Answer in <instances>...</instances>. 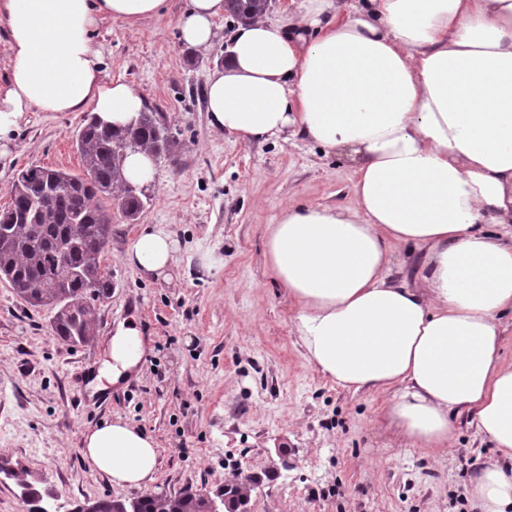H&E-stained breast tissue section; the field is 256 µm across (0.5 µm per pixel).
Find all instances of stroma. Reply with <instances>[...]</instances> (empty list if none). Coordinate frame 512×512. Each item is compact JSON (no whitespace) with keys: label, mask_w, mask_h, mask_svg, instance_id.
Instances as JSON below:
<instances>
[{"label":"stroma","mask_w":512,"mask_h":512,"mask_svg":"<svg viewBox=\"0 0 512 512\" xmlns=\"http://www.w3.org/2000/svg\"><path fill=\"white\" fill-rule=\"evenodd\" d=\"M184 4L168 0L159 20L96 26L105 73L157 107L177 143L173 160H157L138 220L112 213L101 261L112 293L96 304L95 336L63 343L50 310L0 279V512H27L24 480L64 507L136 496L81 452L83 432L117 417L153 437L154 491H214L236 472H263L283 442L293 465L254 490L252 512H472L466 489L495 453L468 415L456 417L448 448H411L388 424L386 393L343 390L306 361L291 332L293 302L266 263L265 229L290 204H351L352 168L293 137L243 144L211 128L205 85L237 23L219 20L208 49L186 47L177 28ZM83 119L28 113L0 165V208L25 167L82 173L74 139ZM146 224L167 226L179 242L169 278L123 260ZM124 320L150 341L140 376L125 386L90 381L88 394L111 388L110 410L72 405L82 362H108L109 330Z\"/></svg>","instance_id":"stroma-1"}]
</instances>
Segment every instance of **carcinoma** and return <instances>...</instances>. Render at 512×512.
Masks as SVG:
<instances>
[{
	"label": "carcinoma",
	"mask_w": 512,
	"mask_h": 512,
	"mask_svg": "<svg viewBox=\"0 0 512 512\" xmlns=\"http://www.w3.org/2000/svg\"><path fill=\"white\" fill-rule=\"evenodd\" d=\"M270 0H226V12L245 22L260 18ZM84 175L62 169L29 166L12 184L10 203L0 209V279L33 307L53 312L51 329L73 346L95 333L94 302L112 290V278L101 266V255L112 239L115 202L124 217L138 219L145 207L143 193L123 179L121 163L130 151L145 149L164 158L173 155L175 138L155 110L145 107L139 120L115 129L91 116L75 138ZM29 512H49L47 492L22 484ZM210 501L195 493L182 500L183 512H206ZM128 512H158L143 494L125 502ZM72 512H113L112 499L78 505Z\"/></svg>",
	"instance_id": "cac0c4a2"
}]
</instances>
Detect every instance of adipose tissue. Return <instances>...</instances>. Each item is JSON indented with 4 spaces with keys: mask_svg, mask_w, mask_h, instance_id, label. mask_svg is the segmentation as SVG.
I'll return each instance as SVG.
<instances>
[{
    "mask_svg": "<svg viewBox=\"0 0 512 512\" xmlns=\"http://www.w3.org/2000/svg\"><path fill=\"white\" fill-rule=\"evenodd\" d=\"M167 0H0L9 79L0 88V158L24 115L95 113L127 125L142 108L109 81L94 31L136 24ZM224 0H186L182 41L208 47ZM210 125L248 144L285 133L348 150L353 202L286 207L266 229V259L292 299L308 363L336 385L388 393L386 414L413 448H445L469 414L497 457L471 481L474 512H512V364L500 316L512 310V0H300L285 21L240 24L206 83ZM424 251L414 280L393 248ZM178 242L141 228L124 256L162 276ZM112 382L144 354L136 324L109 339ZM114 485L144 488L158 454L122 419L82 435Z\"/></svg>",
    "mask_w": 512,
    "mask_h": 512,
    "instance_id": "adipose-tissue-1",
    "label": "adipose tissue"
}]
</instances>
